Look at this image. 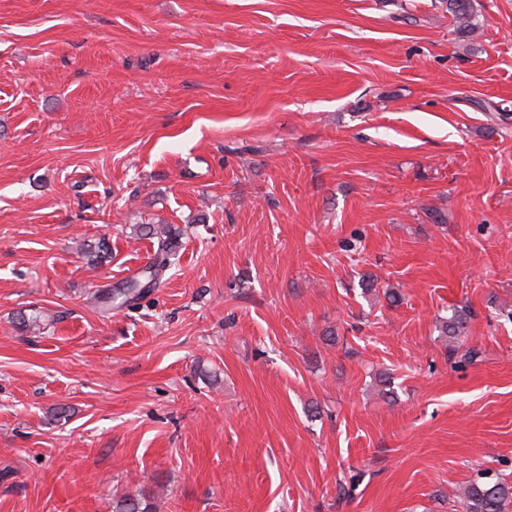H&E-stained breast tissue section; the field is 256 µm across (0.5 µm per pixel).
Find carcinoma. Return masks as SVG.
I'll use <instances>...</instances> for the list:
<instances>
[{
    "instance_id": "obj_1",
    "label": "carcinoma",
    "mask_w": 512,
    "mask_h": 512,
    "mask_svg": "<svg viewBox=\"0 0 512 512\" xmlns=\"http://www.w3.org/2000/svg\"><path fill=\"white\" fill-rule=\"evenodd\" d=\"M446 8L456 23L457 31L464 37L479 35L480 25L474 17L472 0H445ZM142 235L153 239L157 248L151 262L132 279L126 287L107 291L105 295L113 302V307H127L144 296L145 289L159 287L164 272L171 266L172 256L179 247L178 233L169 224H143L139 228ZM84 257L91 266L100 265L112 259V251L106 239L84 251ZM470 312L464 307L450 310L448 316L439 319L440 335L454 344L467 333ZM463 512H512V484L504 480L480 476L465 485L460 493ZM112 512H153L151 497L145 494H127L112 502Z\"/></svg>"
}]
</instances>
